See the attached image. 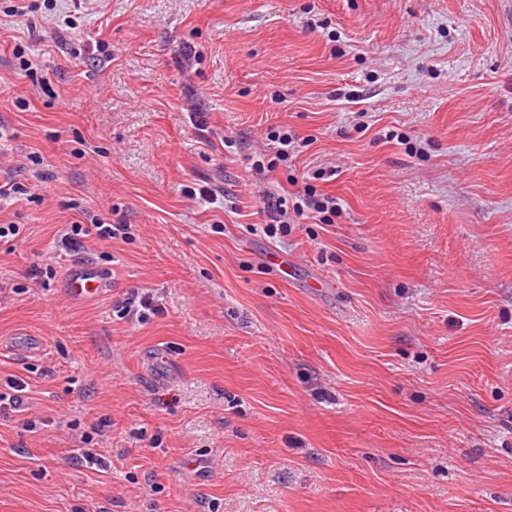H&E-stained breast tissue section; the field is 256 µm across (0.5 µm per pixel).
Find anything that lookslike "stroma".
<instances>
[{"mask_svg": "<svg viewBox=\"0 0 512 512\" xmlns=\"http://www.w3.org/2000/svg\"><path fill=\"white\" fill-rule=\"evenodd\" d=\"M18 1L0 392L40 428L0 416V512H512V0ZM304 175L341 215L267 236ZM93 217L127 237L46 270ZM81 261L110 287L75 304ZM134 289L162 314L119 319ZM268 140L271 142L268 145H273L267 148L265 152L269 154H262L257 156L253 162V167L259 171H273L280 165L288 166V159L292 156L290 151L293 149L296 135L287 127H281L279 130H271L267 134ZM9 387L17 393L9 395L0 393V413L2 409H7L12 413H21L27 411L29 407L25 402L24 396L18 394L24 391L26 386H23L19 381L10 380Z\"/></svg>", "mask_w": 512, "mask_h": 512, "instance_id": "1", "label": "stroma"}]
</instances>
